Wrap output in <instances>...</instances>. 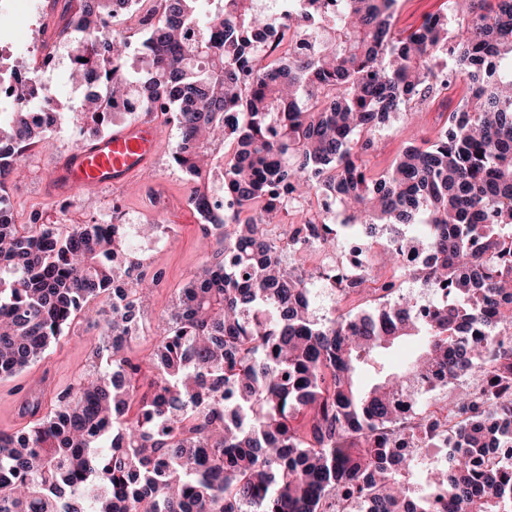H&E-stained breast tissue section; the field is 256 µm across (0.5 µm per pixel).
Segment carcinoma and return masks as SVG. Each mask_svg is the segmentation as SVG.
I'll use <instances>...</instances> for the list:
<instances>
[{"label": "carcinoma", "mask_w": 512, "mask_h": 512, "mask_svg": "<svg viewBox=\"0 0 512 512\" xmlns=\"http://www.w3.org/2000/svg\"><path fill=\"white\" fill-rule=\"evenodd\" d=\"M140 0H81L70 71L97 72L83 99L98 128L112 102L172 114V163L198 180L224 168L230 203L206 225L202 263L156 326L155 373L124 355L158 282L128 225L18 224L0 194V377L41 358L90 300L105 315V371L82 374L54 412L35 394L27 430L0 433V512H512V0H444L397 31L396 0H302L274 21L253 0H158L137 48L116 29ZM200 38L184 41L188 28ZM452 60L466 94L432 138L379 176L365 157L391 116L437 99ZM0 116V171L18 174L52 130L28 123L35 95ZM336 197L355 238L389 234L382 279L370 260L342 276L305 267V245L336 252L318 212L286 224L287 199ZM425 255L415 267L405 252ZM435 290L420 312L401 279ZM377 305L322 321L311 288ZM402 365L387 354L408 342ZM473 377L452 407L401 424L404 398L435 377ZM447 439L430 481L398 452L407 430Z\"/></svg>", "instance_id": "obj_1"}]
</instances>
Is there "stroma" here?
<instances>
[{"label":"stroma","mask_w":512,"mask_h":512,"mask_svg":"<svg viewBox=\"0 0 512 512\" xmlns=\"http://www.w3.org/2000/svg\"><path fill=\"white\" fill-rule=\"evenodd\" d=\"M28 3L27 12L0 13V30L11 33V51L21 55L28 48L35 26H42L44 51L58 52L60 57L58 68L45 81L53 99L65 105L66 110L50 145L32 148L23 177L13 180L8 191L12 209L21 224L29 223L34 216L43 224H57L64 218L73 224H149L163 215L174 225V235L163 238L155 247L138 251L144 271L161 276L158 287L140 310L148 330L132 338L125 348L126 355L141 363L142 372L147 375L156 345L152 325L170 315L182 288L202 261L214 253L204 237L202 223L189 205L195 182L171 164L169 153L178 142V130L167 117L159 115L155 121L162 131V143L153 178L141 176L129 186L93 194L80 192L68 204L43 195L42 185L57 158L73 148L76 141L89 139L91 131L78 109L80 92L69 78V42L62 31L64 7L78 8L80 0ZM442 106L436 100L423 104L420 114L403 112L393 116L377 135L376 147L368 157V170L379 174L391 167L407 144L411 123H420L425 136H434L444 122ZM102 325L98 301L88 302L41 359L14 376L0 378V432H16L32 425V418L22 415L21 406L35 382L44 378L50 381L42 392V410L49 413L79 374L105 368L100 353Z\"/></svg>","instance_id":"35a3bbf8"}]
</instances>
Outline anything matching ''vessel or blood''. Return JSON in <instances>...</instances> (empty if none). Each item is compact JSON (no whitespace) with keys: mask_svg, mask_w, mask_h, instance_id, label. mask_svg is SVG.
<instances>
[{"mask_svg":"<svg viewBox=\"0 0 512 512\" xmlns=\"http://www.w3.org/2000/svg\"><path fill=\"white\" fill-rule=\"evenodd\" d=\"M161 141L160 128L147 119L96 136L61 154L43 189L49 197L62 199L77 187L97 192L128 186L154 165Z\"/></svg>","mask_w":512,"mask_h":512,"instance_id":"vessel-or-blood-1","label":"vessel or blood"}]
</instances>
